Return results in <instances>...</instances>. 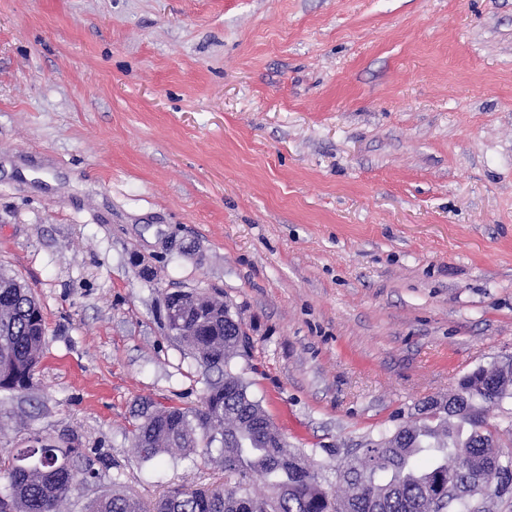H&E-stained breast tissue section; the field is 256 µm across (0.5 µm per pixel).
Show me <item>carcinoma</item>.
I'll use <instances>...</instances> for the list:
<instances>
[{
	"mask_svg": "<svg viewBox=\"0 0 512 512\" xmlns=\"http://www.w3.org/2000/svg\"><path fill=\"white\" fill-rule=\"evenodd\" d=\"M169 330L189 347L201 368L224 369V381L206 382L201 406L144 409L134 450L145 462L164 454L187 456L220 443L215 461L224 468L220 491L172 488L152 505L114 491L94 500L88 512H468L476 482L504 468L508 488L511 460H503L498 431L480 408L512 401V372L498 364L479 366L459 380L460 393L440 395L417 407L416 416L362 443L337 469L336 488L323 485L316 451L288 442L270 414L236 371L237 359L253 343L238 313L224 301L197 295L170 317ZM47 342L42 310L29 287L0 271V390L30 385ZM78 448L9 451L0 478V512H60L72 488L96 477L80 464ZM268 488L251 495L247 480Z\"/></svg>",
	"mask_w": 512,
	"mask_h": 512,
	"instance_id": "1",
	"label": "carcinoma"
}]
</instances>
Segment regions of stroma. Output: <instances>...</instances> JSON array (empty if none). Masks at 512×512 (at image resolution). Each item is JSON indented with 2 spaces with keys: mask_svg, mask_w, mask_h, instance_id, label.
<instances>
[{
  "mask_svg": "<svg viewBox=\"0 0 512 512\" xmlns=\"http://www.w3.org/2000/svg\"><path fill=\"white\" fill-rule=\"evenodd\" d=\"M0 270L47 330L0 448H81L153 502L144 403L206 380L159 316L219 292L237 369L335 482L352 444L512 355V0H0Z\"/></svg>",
  "mask_w": 512,
  "mask_h": 512,
  "instance_id": "stroma-1",
  "label": "stroma"
}]
</instances>
